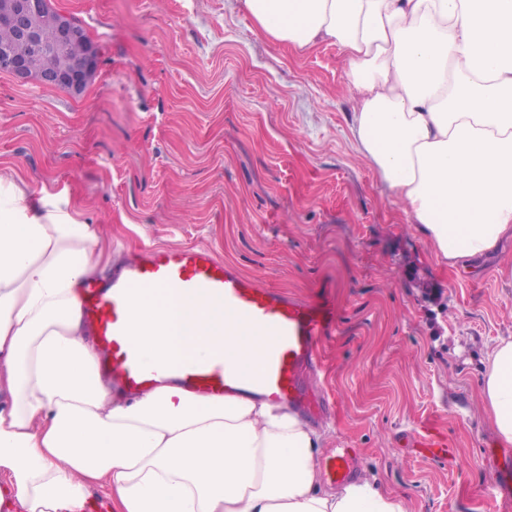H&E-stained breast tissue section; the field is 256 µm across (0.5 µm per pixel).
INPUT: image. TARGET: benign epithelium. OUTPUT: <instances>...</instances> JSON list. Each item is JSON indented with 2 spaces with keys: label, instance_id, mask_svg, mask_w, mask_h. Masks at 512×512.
Instances as JSON below:
<instances>
[{
  "label": "benign epithelium",
  "instance_id": "7a95c632",
  "mask_svg": "<svg viewBox=\"0 0 512 512\" xmlns=\"http://www.w3.org/2000/svg\"><path fill=\"white\" fill-rule=\"evenodd\" d=\"M18 14L28 16V24L16 33V39L38 50V54L23 55L12 43L5 42L0 46V66L18 82L64 85L75 94L83 93L100 67V45L78 20L54 7L51 0H0V21L4 25H11ZM57 42L77 49L80 63L74 65L48 49Z\"/></svg>",
  "mask_w": 512,
  "mask_h": 512
}]
</instances>
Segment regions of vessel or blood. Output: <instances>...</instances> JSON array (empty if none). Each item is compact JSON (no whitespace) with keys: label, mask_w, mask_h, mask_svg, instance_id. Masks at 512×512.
<instances>
[{"label":"vessel or blood","mask_w":512,"mask_h":512,"mask_svg":"<svg viewBox=\"0 0 512 512\" xmlns=\"http://www.w3.org/2000/svg\"><path fill=\"white\" fill-rule=\"evenodd\" d=\"M163 290L204 305L224 304L229 327H246L262 337L259 365L242 370L234 356L207 351L188 362L146 360L129 338L128 309L142 290ZM83 323L94 336L101 365L113 386L130 395L151 392L165 376L196 393L255 396L283 404L310 419L324 416L328 395L310 381L320 362L319 342L333 314L327 305L307 302L281 289L243 275L208 248L147 249L130 254L112 273L87 281L80 292ZM413 445L427 449L431 459L447 461L448 440L441 433L415 434ZM334 482L355 473V451L339 449L321 463Z\"/></svg>","instance_id":"1"}]
</instances>
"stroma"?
I'll return each instance as SVG.
<instances>
[{
	"mask_svg": "<svg viewBox=\"0 0 512 512\" xmlns=\"http://www.w3.org/2000/svg\"><path fill=\"white\" fill-rule=\"evenodd\" d=\"M102 47L78 96L0 74V166L91 224L108 253L205 245L332 310L320 456L358 452L408 512H512L481 371L512 336V237L451 269L357 151V96L322 42L270 43L242 0H53ZM432 423L441 463L405 437Z\"/></svg>",
	"mask_w": 512,
	"mask_h": 512,
	"instance_id": "stroma-1",
	"label": "stroma"
}]
</instances>
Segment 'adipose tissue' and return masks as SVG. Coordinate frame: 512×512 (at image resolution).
<instances>
[{
  "label": "adipose tissue",
  "instance_id": "obj_1",
  "mask_svg": "<svg viewBox=\"0 0 512 512\" xmlns=\"http://www.w3.org/2000/svg\"><path fill=\"white\" fill-rule=\"evenodd\" d=\"M271 42L337 45L358 91V150L438 260L458 267L512 235V0H243ZM97 237L59 197L30 204L0 173V512H406L360 477L323 487L322 434L286 406L159 382L129 400L98 369L78 290ZM131 331L146 358L189 360L221 341L243 368L261 337L213 338L174 296L142 292ZM499 448L512 447V336L483 370Z\"/></svg>",
  "mask_w": 512,
  "mask_h": 512
}]
</instances>
